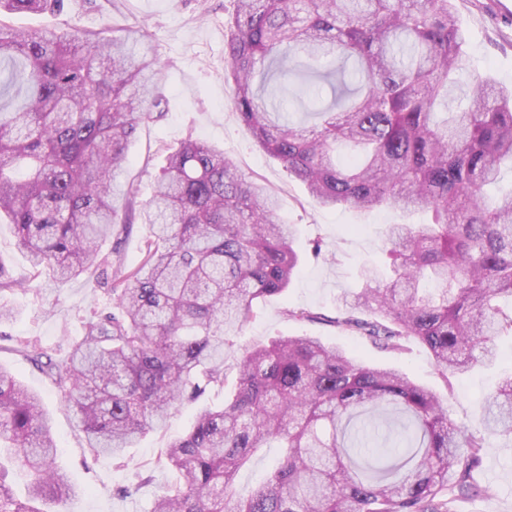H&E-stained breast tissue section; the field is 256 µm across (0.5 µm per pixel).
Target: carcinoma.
<instances>
[{
	"label": "carcinoma",
	"instance_id": "obj_1",
	"mask_svg": "<svg viewBox=\"0 0 512 512\" xmlns=\"http://www.w3.org/2000/svg\"><path fill=\"white\" fill-rule=\"evenodd\" d=\"M64 0H0V222L14 225L34 270L69 281L105 259L125 224L117 177L138 128L161 105L158 61L143 26L70 35L14 31L1 18L62 11ZM451 0H237L224 35V78L256 143L327 208L427 212L392 224L391 276L362 272L331 326L373 346L428 349L443 375L498 359L512 335V190L489 189L512 164V87L469 74ZM355 58L351 74L330 62ZM277 199L224 150L186 140L168 154L142 220L143 262L111 282L59 365L37 345L16 352L63 389L91 450L115 456L169 410L224 387V350L257 303L298 269L295 229ZM512 435V373L478 427L453 421L430 389L314 336L246 350L234 392L161 449L176 475L152 512H459L491 440ZM281 453L248 492L239 472ZM0 448L29 477L21 499L0 478V512H51L79 489L56 466L41 399L0 366Z\"/></svg>",
	"mask_w": 512,
	"mask_h": 512
}]
</instances>
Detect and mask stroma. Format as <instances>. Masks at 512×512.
<instances>
[{"label": "stroma", "mask_w": 512, "mask_h": 512, "mask_svg": "<svg viewBox=\"0 0 512 512\" xmlns=\"http://www.w3.org/2000/svg\"><path fill=\"white\" fill-rule=\"evenodd\" d=\"M497 4L498 0H452L468 33L466 52L471 69L511 87L512 17ZM235 8V0H71L70 9L63 13L11 14L5 23L14 29L51 32L142 25L151 33L163 77V115L143 123L129 147V160L118 179V209L127 207L124 189L128 186L133 187L137 204L148 201L168 150L193 138L223 147L225 156L240 171L277 196L281 219L296 225L300 270L284 293L258 304L236 346L225 351L228 379H235L238 359L251 345L280 336H315L355 352L370 364L408 373L445 399L458 424L477 425L481 404L497 377L512 370L511 336L498 339L501 357L494 366H479L447 381L420 344H410L401 353L388 352L327 325V318L336 314L342 292L361 287L363 267H377L383 277L389 274L383 251L385 231L388 225L402 223L403 217L394 210L321 207L278 159L256 146L235 112L224 82L225 24ZM149 233L148 225L138 221L116 225L102 245V255L113 269H134L143 260ZM315 240L322 245L318 255L312 251ZM0 265L26 283L25 288L5 296L13 317L0 325V365L42 398L53 425L57 463L80 490L79 495L56 504V512H151L155 498L176 481L168 468L158 465L160 449L184 435L201 408L222 403L223 391L215 389L198 401L183 402L171 411L163 430L146 435L127 450L123 461L91 452L57 383L17 353L16 347L22 342L34 343L54 360L67 361L72 339L82 335L85 324L109 303L106 275L92 271L64 284L47 274L32 277L9 224H0ZM289 309L316 313L318 319H289L285 315ZM139 471L150 475V482L131 496L120 495V488L129 485ZM474 483L478 491L464 500L462 512H512V437L499 438L483 450Z\"/></svg>", "instance_id": "35a3bbf8"}]
</instances>
